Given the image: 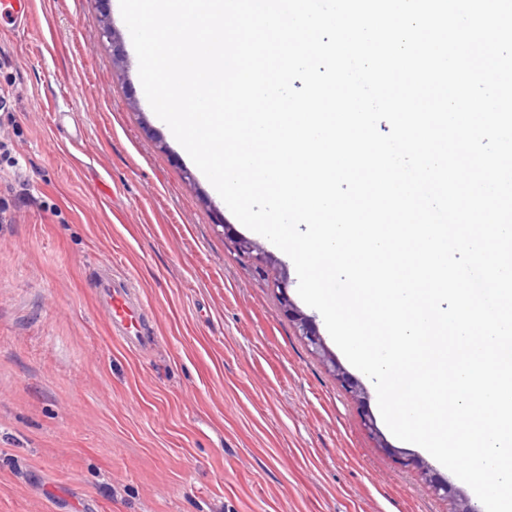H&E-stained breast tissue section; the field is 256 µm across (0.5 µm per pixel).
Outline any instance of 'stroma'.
I'll return each instance as SVG.
<instances>
[{"mask_svg":"<svg viewBox=\"0 0 512 512\" xmlns=\"http://www.w3.org/2000/svg\"><path fill=\"white\" fill-rule=\"evenodd\" d=\"M33 2L0 32V512H450L426 466L471 496L297 333L293 262L159 123L117 0ZM108 265L146 351L97 303Z\"/></svg>","mask_w":512,"mask_h":512,"instance_id":"35a3bbf8","label":"stroma"}]
</instances>
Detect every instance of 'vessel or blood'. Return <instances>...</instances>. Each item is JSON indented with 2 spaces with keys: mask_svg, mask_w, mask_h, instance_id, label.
Listing matches in <instances>:
<instances>
[{
  "mask_svg": "<svg viewBox=\"0 0 512 512\" xmlns=\"http://www.w3.org/2000/svg\"><path fill=\"white\" fill-rule=\"evenodd\" d=\"M0 18L12 27L27 28L32 18V0H0ZM98 302L107 313L112 331L127 347L144 341V305L127 278L105 272L98 281Z\"/></svg>",
  "mask_w": 512,
  "mask_h": 512,
  "instance_id": "vessel-or-blood-1",
  "label": "vessel or blood"
}]
</instances>
